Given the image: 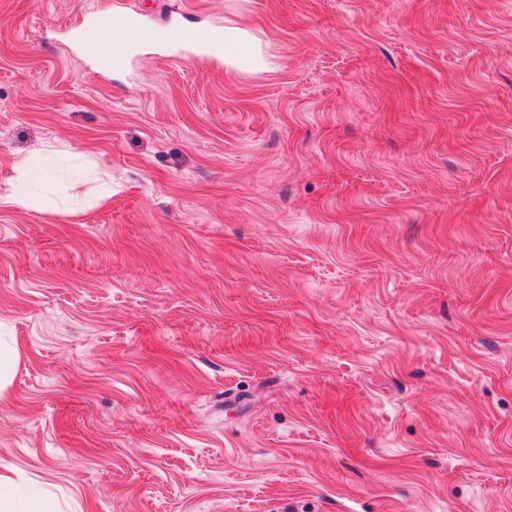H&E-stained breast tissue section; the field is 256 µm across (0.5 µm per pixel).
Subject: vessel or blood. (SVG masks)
<instances>
[{"mask_svg":"<svg viewBox=\"0 0 512 512\" xmlns=\"http://www.w3.org/2000/svg\"><path fill=\"white\" fill-rule=\"evenodd\" d=\"M94 22L113 30L115 42L108 48L81 43V51L97 58L109 69L121 70L129 66L139 53L149 48H161L191 62L220 61L230 58L241 69L249 68L252 58L239 44H225L223 29L193 30L171 21L163 27L146 30L139 16L123 12L95 15Z\"/></svg>","mask_w":512,"mask_h":512,"instance_id":"vessel-or-blood-1","label":"vessel or blood"}]
</instances>
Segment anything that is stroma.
<instances>
[{
	"mask_svg": "<svg viewBox=\"0 0 512 512\" xmlns=\"http://www.w3.org/2000/svg\"><path fill=\"white\" fill-rule=\"evenodd\" d=\"M0 341L10 512H512V0H0ZM93 20L102 28L94 29L88 39L100 47L82 42L80 50L88 56L99 59L108 69H124L144 50L161 48L191 62L221 61L227 69L236 72L229 66L226 58L224 59V33L226 32L238 34L244 45L255 52L258 65L251 71L263 69L266 64L262 52L250 42L246 31L238 26L193 30L177 21H169L163 27L148 31L139 16L130 12L114 14L112 11L96 14ZM114 37L115 43L103 50L101 47H107L113 42Z\"/></svg>",
	"mask_w": 512,
	"mask_h": 512,
	"instance_id": "stroma-1",
	"label": "stroma"
}]
</instances>
